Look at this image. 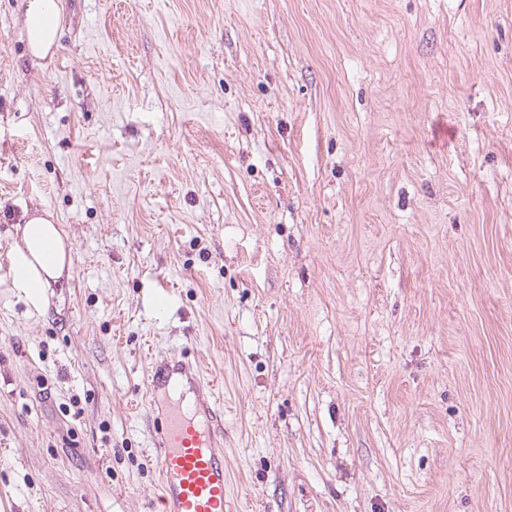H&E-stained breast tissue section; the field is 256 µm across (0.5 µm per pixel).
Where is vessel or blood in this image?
I'll list each match as a JSON object with an SVG mask.
<instances>
[{
	"mask_svg": "<svg viewBox=\"0 0 512 512\" xmlns=\"http://www.w3.org/2000/svg\"><path fill=\"white\" fill-rule=\"evenodd\" d=\"M215 390L182 354L149 359L144 399L155 414L160 512H226L224 413Z\"/></svg>",
	"mask_w": 512,
	"mask_h": 512,
	"instance_id": "1",
	"label": "vessel or blood"
}]
</instances>
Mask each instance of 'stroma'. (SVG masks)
Returning <instances> with one entry per match:
<instances>
[{
	"label": "stroma",
	"mask_w": 512,
	"mask_h": 512,
	"mask_svg": "<svg viewBox=\"0 0 512 512\" xmlns=\"http://www.w3.org/2000/svg\"><path fill=\"white\" fill-rule=\"evenodd\" d=\"M0 0V512H153L146 349L227 512H512V0ZM62 0H27L25 25L28 48L34 58L44 59L56 48ZM42 214L18 225L20 242L9 253L5 271L0 274V286L10 288L38 311L48 303L47 289L68 274L72 263L66 238L53 223L51 213Z\"/></svg>",
	"instance_id": "35a3bbf8"
}]
</instances>
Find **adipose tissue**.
<instances>
[{
    "mask_svg": "<svg viewBox=\"0 0 512 512\" xmlns=\"http://www.w3.org/2000/svg\"><path fill=\"white\" fill-rule=\"evenodd\" d=\"M61 0H27L25 25L33 57L45 58L56 48ZM19 241L8 255L0 286L9 288L33 309H43L47 290L68 272L72 259L66 239L51 213L32 216L18 225Z\"/></svg>",
    "mask_w": 512,
    "mask_h": 512,
    "instance_id": "ef3b65f1",
    "label": "adipose tissue"
}]
</instances>
